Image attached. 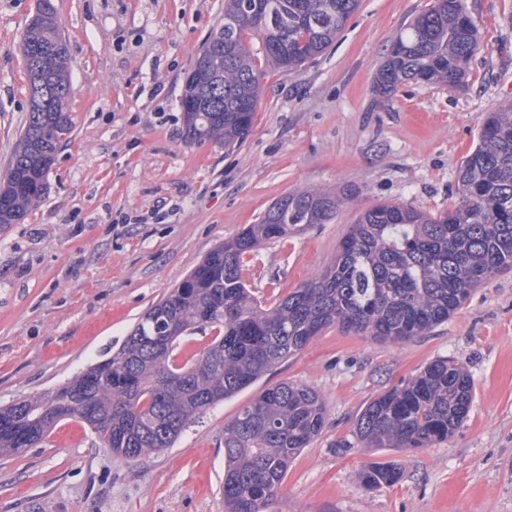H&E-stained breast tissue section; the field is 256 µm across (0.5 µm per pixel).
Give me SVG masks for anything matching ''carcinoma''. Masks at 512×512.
Instances as JSON below:
<instances>
[{"instance_id":"1","label":"carcinoma","mask_w":512,"mask_h":512,"mask_svg":"<svg viewBox=\"0 0 512 512\" xmlns=\"http://www.w3.org/2000/svg\"><path fill=\"white\" fill-rule=\"evenodd\" d=\"M360 0H224L214 29L224 50L207 66L192 63L181 104L185 141H222L249 134L261 100L256 36L268 64L296 70L322 54ZM55 9L27 25L20 48L28 69L25 127L0 178V227L16 224L47 191L62 136L72 128L69 50ZM480 47L462 0H433L392 42L376 74L387 95L409 81L453 85ZM460 201L431 213L379 203L360 214L321 274L264 307L244 283V256L260 245L336 218L341 194L305 189L273 203L256 224L213 248L190 274L134 326L112 354L58 388L0 409V452L37 445L61 421L87 424L112 454L137 459L171 448L187 424L253 385L325 329L381 343L421 336L448 321L492 276L512 269V103L487 113L478 143L458 174ZM209 327L202 351L184 359L182 339ZM473 396L468 370L444 358L374 396L355 435L366 448L407 451L448 440L467 417ZM325 403L297 383L269 387L224 425V512H268L289 466L320 433ZM392 462L365 466L366 488L400 479Z\"/></svg>"}]
</instances>
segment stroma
I'll list each match as a JSON object with an SVG mask.
<instances>
[{
    "label": "stroma",
    "mask_w": 512,
    "mask_h": 512,
    "mask_svg": "<svg viewBox=\"0 0 512 512\" xmlns=\"http://www.w3.org/2000/svg\"><path fill=\"white\" fill-rule=\"evenodd\" d=\"M70 56L72 130L43 199L0 230V407L57 388L114 350L216 245L301 189L357 187L335 219L262 244L244 282L275 302L334 259L350 224L384 202L438 212L487 112L512 102V0H463L480 34L460 85L375 76L391 42L432 0H361L336 42L296 70L265 69L239 144H187L180 97L224 0H54ZM37 0H0V175L28 116L19 51ZM448 357L466 365L462 426L430 448H364L369 398ZM298 383L326 405L273 512H512V270L477 288L429 334L378 343L333 326L191 424L173 447L113 456L87 425L0 454V512H224V425L267 387ZM396 462L400 480L357 473ZM400 468L392 462H377L365 466L358 473V480L366 488L391 486L400 479Z\"/></svg>",
    "instance_id": "obj_1"
}]
</instances>
